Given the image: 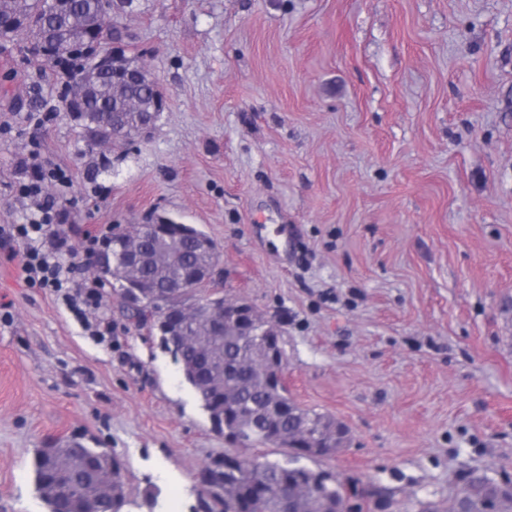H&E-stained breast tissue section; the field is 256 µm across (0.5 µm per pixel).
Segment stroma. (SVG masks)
<instances>
[{
  "instance_id": "35a3bbf8",
  "label": "stroma",
  "mask_w": 512,
  "mask_h": 512,
  "mask_svg": "<svg viewBox=\"0 0 512 512\" xmlns=\"http://www.w3.org/2000/svg\"><path fill=\"white\" fill-rule=\"evenodd\" d=\"M121 23L166 107L94 154L25 33L0 40V225L55 202L87 279L86 234L210 236L205 294L279 323L289 396L347 428L304 465L349 512L512 489V0H135ZM34 150L69 184L21 194ZM25 250L0 246V512H46L34 451L74 437L120 462L122 512H191L223 433L110 282L80 322Z\"/></svg>"
}]
</instances>
